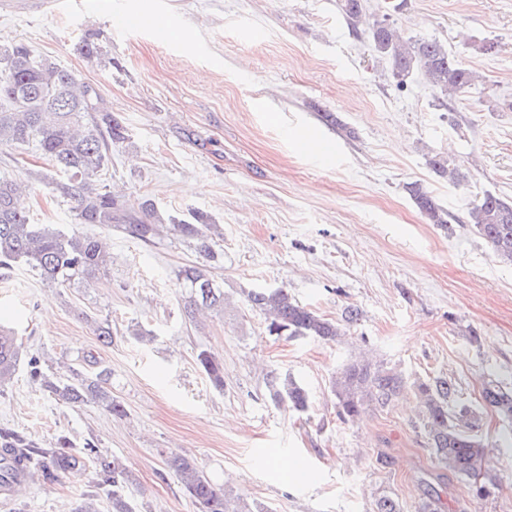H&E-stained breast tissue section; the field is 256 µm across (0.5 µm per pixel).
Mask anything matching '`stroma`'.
Instances as JSON below:
<instances>
[{
	"label": "stroma",
	"instance_id": "1",
	"mask_svg": "<svg viewBox=\"0 0 512 512\" xmlns=\"http://www.w3.org/2000/svg\"><path fill=\"white\" fill-rule=\"evenodd\" d=\"M392 20L402 33L447 43L480 75L439 107L422 77L397 90L366 31L352 32L338 0H97L71 10L51 0L0 5V41L23 42L93 84L129 139L113 149L102 183L113 194L148 198L165 213L210 216L222 232L215 276L229 303L201 324L183 310L177 272L200 256L170 237L145 246L98 224L75 226L68 202L47 183L25 200L34 223L81 228L111 241L112 275L87 287L43 284L27 267L0 271V321L14 328L24 359L0 387V428L40 447L58 437L93 441L131 474L122 493L137 512H198L163 452L193 458L216 486H229L262 512H375L379 496L417 512L426 494L442 512H512V420L487 416L489 495L438 469L412 395L356 422L337 415L332 380L370 354L408 379L448 376L459 401L478 405L482 383L512 388V267L472 228L476 197L512 198V0H405ZM95 31L108 64L77 47ZM494 43L493 52L476 45ZM335 113L341 135L320 115ZM322 143L307 151V140ZM448 154L471 176L453 185L427 165ZM52 165L25 146L0 147V175ZM427 185L458 223L427 222L407 184ZM287 286L300 304L342 322L326 343L269 335L248 290ZM112 325L99 341L96 323ZM154 335L136 338V330ZM211 351L224 365L215 389L195 362ZM107 372L124 408L98 400L71 407L33 381L27 359L67 377ZM291 374L310 394L307 412L273 403L265 374ZM296 468L283 472L276 458ZM97 494L91 467L51 484H29L0 512H70Z\"/></svg>",
	"mask_w": 512,
	"mask_h": 512
}]
</instances>
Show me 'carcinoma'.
Returning a JSON list of instances; mask_svg holds the SVG:
<instances>
[{
	"mask_svg": "<svg viewBox=\"0 0 512 512\" xmlns=\"http://www.w3.org/2000/svg\"><path fill=\"white\" fill-rule=\"evenodd\" d=\"M339 8L351 28L358 29L363 0H339ZM368 36L373 52L389 62L399 88L420 75L443 103L478 79L473 69L455 59L447 44L437 39L407 38L390 25L385 14L369 26ZM79 50L90 60L99 61L103 56L95 33L86 34ZM127 139L122 122L97 90L75 71L35 53L25 43L0 44V146H32L64 174L49 186L70 203L75 223L103 224L146 245L165 235L192 243L206 263L182 266L177 280L185 288V311L195 322L202 310L224 305V290L212 275L223 258L215 249V224L202 212L193 213L194 223L189 224L162 213L150 199L120 200L95 185L112 156V148L122 146ZM428 166L452 183L467 179L442 153L430 156ZM36 181H43V177L32 172L24 180L0 176V268L22 264L51 286L76 282L94 285L110 273L108 243L87 234H66L52 224L32 223L24 208V195L34 192ZM408 191L429 223L445 227L457 221L422 184L412 183ZM469 218L493 254L512 264V200L486 191L470 208ZM247 301L264 315L271 335L320 340L343 335L340 324L299 304L284 285L251 291ZM21 356L14 331L0 326V387L13 379ZM196 363L215 388L224 389V367L210 352L199 350ZM28 367L32 380L68 404L97 399L105 403L112 416L125 414L121 402L104 387L106 379L100 373L89 377L73 372L63 382L46 375L37 358L30 359ZM267 388L277 405L297 413L306 412L310 406L308 390L288 374L270 372ZM332 389L338 415L345 422L367 407L384 408L392 397L413 392L426 445L437 467L466 478L478 497L490 493L488 484L492 479L482 471L488 445L478 431L488 412L512 417V391L496 381H485L480 391L481 407L458 406L456 386L448 377L410 382L402 373L369 359L343 366L332 381ZM4 454L13 458L21 474L44 483H52L79 463L89 462L96 489L112 491V512H134L120 493L122 483L129 478L123 461L115 456L110 460L100 457L90 441L76 448L69 438L61 436L54 447L41 448L13 430L0 429V456ZM163 457L165 468L199 512H256L232 489L216 487L193 459L177 453H165Z\"/></svg>",
	"mask_w": 512,
	"mask_h": 512,
	"instance_id": "obj_1",
	"label": "carcinoma"
}]
</instances>
